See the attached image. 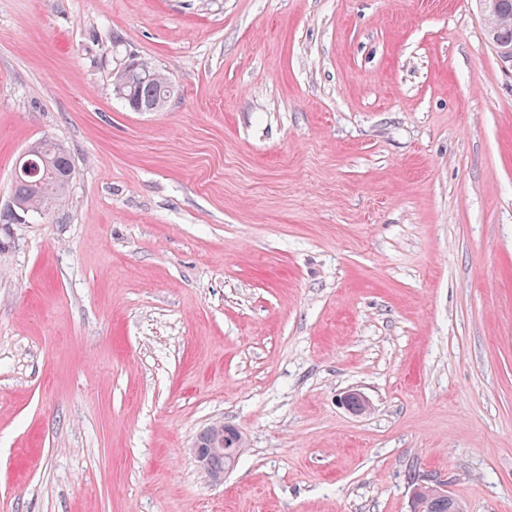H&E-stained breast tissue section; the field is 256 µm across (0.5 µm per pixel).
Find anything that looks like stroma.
Returning a JSON list of instances; mask_svg holds the SVG:
<instances>
[{"instance_id": "stroma-1", "label": "stroma", "mask_w": 512, "mask_h": 512, "mask_svg": "<svg viewBox=\"0 0 512 512\" xmlns=\"http://www.w3.org/2000/svg\"><path fill=\"white\" fill-rule=\"evenodd\" d=\"M132 57L162 110L115 94ZM43 137L75 175L5 227L0 512H410L423 472L512 512V67L478 0H0V210ZM228 430V436L227 439L229 441V447L224 448L225 446V439H224V423L223 422H216L213 423L212 429L210 432V435H208L207 429L203 430L197 437L196 442L203 445L204 448H201L200 446L194 444L192 448V452L194 454L195 459L199 463V465L205 469L211 478L215 482H222L224 479V473L219 472L221 470L224 471V469H230L234 466L238 455L240 453L241 448H236L237 442V436L241 434L234 428L230 426H226ZM242 437V436H241ZM209 438V448H205L208 442ZM221 455L224 457L229 458V465L225 467L226 463L224 460V457H214L211 462L210 466L214 470L218 471H212L209 468V460L212 456ZM225 467V468H224Z\"/></svg>"}]
</instances>
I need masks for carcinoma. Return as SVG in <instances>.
<instances>
[{
	"mask_svg": "<svg viewBox=\"0 0 512 512\" xmlns=\"http://www.w3.org/2000/svg\"><path fill=\"white\" fill-rule=\"evenodd\" d=\"M499 6L507 21L498 28L497 39L512 46V0H499ZM139 66L149 70L150 78L133 79L124 86L122 100L132 111L140 104L146 106L158 102L168 83V79L148 63L142 61ZM29 150L30 158L37 161L47 173L33 178L17 170L12 193L25 207L44 212L65 197L75 174L74 164L69 151L50 138L39 140Z\"/></svg>",
	"mask_w": 512,
	"mask_h": 512,
	"instance_id": "1",
	"label": "carcinoma"
}]
</instances>
